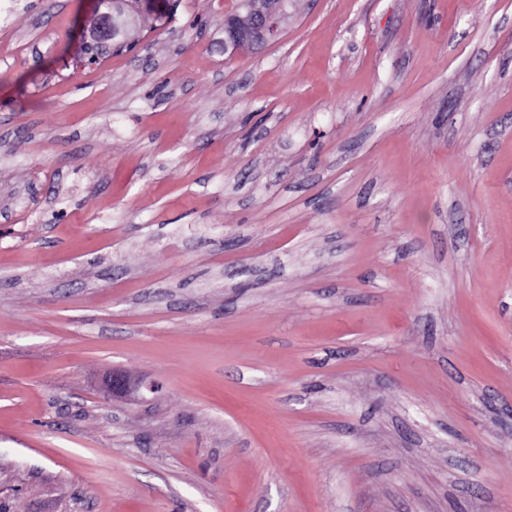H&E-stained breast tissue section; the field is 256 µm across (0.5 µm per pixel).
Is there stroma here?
Masks as SVG:
<instances>
[{
    "label": "stroma",
    "mask_w": 512,
    "mask_h": 512,
    "mask_svg": "<svg viewBox=\"0 0 512 512\" xmlns=\"http://www.w3.org/2000/svg\"><path fill=\"white\" fill-rule=\"evenodd\" d=\"M228 6L0 0V512H512V0ZM95 3L97 22L91 28L83 29L80 35L82 41V52L79 57V63L84 65L95 64L106 53H111L116 47L124 42H128L129 20L124 22L123 38H115L120 30L117 28L112 33V15L114 10L118 9L119 1L114 0H91ZM100 22V23H98ZM267 6L260 9L253 17L248 28H240L236 24V8L224 13V53L235 54L247 45L263 46L280 35L283 25L288 21L286 0H270ZM234 9V10H233Z\"/></svg>",
    "instance_id": "obj_1"
}]
</instances>
